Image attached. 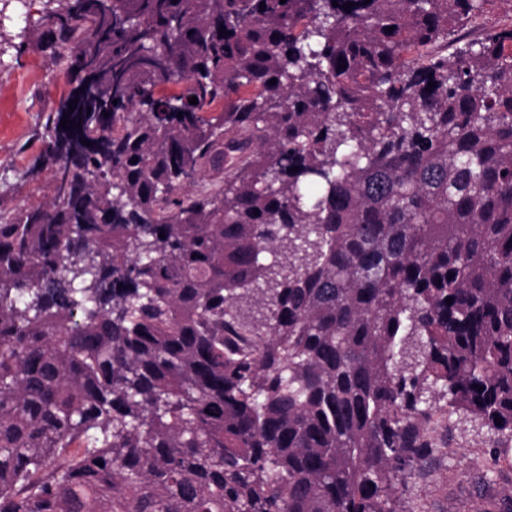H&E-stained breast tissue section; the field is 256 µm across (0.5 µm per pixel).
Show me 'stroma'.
Segmentation results:
<instances>
[{
    "mask_svg": "<svg viewBox=\"0 0 512 512\" xmlns=\"http://www.w3.org/2000/svg\"><path fill=\"white\" fill-rule=\"evenodd\" d=\"M46 0L7 7L0 40L22 42L0 55V213L47 204L53 172L30 171L44 149L48 116L71 85L37 41ZM432 456L395 488L397 512H512V442L492 445L486 427L463 412L436 406L429 424Z\"/></svg>",
    "mask_w": 512,
    "mask_h": 512,
    "instance_id": "stroma-1",
    "label": "stroma"
}]
</instances>
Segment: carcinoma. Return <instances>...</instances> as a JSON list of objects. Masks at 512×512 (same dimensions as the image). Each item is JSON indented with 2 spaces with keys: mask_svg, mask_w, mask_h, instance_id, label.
Returning <instances> with one entry per match:
<instances>
[{
  "mask_svg": "<svg viewBox=\"0 0 512 512\" xmlns=\"http://www.w3.org/2000/svg\"><path fill=\"white\" fill-rule=\"evenodd\" d=\"M497 1L47 0L0 512H397L436 402L512 438V24L442 50Z\"/></svg>",
  "mask_w": 512,
  "mask_h": 512,
  "instance_id": "cac0c4a2",
  "label": "carcinoma"
}]
</instances>
